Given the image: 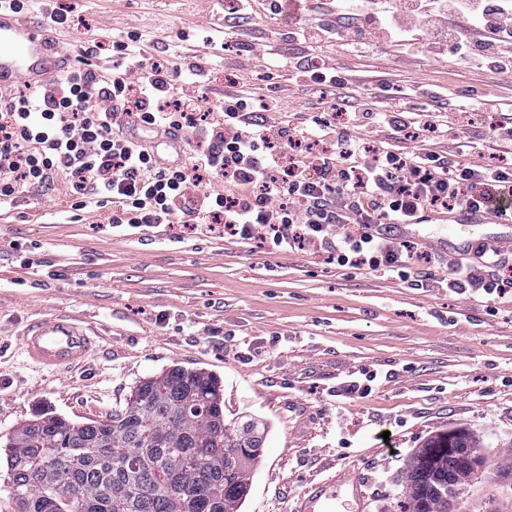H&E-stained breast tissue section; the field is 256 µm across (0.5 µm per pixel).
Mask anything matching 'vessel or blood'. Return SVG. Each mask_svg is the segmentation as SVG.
Returning <instances> with one entry per match:
<instances>
[{"instance_id":"vessel-or-blood-1","label":"vessel or blood","mask_w":512,"mask_h":512,"mask_svg":"<svg viewBox=\"0 0 512 512\" xmlns=\"http://www.w3.org/2000/svg\"><path fill=\"white\" fill-rule=\"evenodd\" d=\"M55 38L47 26L0 14V92L17 81L39 85L60 73L53 54ZM27 361L58 371L80 366L101 346V334L83 318L43 313L19 335ZM365 482L352 467L309 483L293 499L290 512H369Z\"/></svg>"}]
</instances>
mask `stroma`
Returning a JSON list of instances; mask_svg holds the SVG:
<instances>
[{"mask_svg": "<svg viewBox=\"0 0 512 512\" xmlns=\"http://www.w3.org/2000/svg\"><path fill=\"white\" fill-rule=\"evenodd\" d=\"M318 0H290L289 15ZM68 16L55 36L77 64L83 48L112 73V44L138 35L137 53L169 68L201 64L196 86L210 121L224 94L242 90L255 118L290 131L318 118L327 133L339 119L331 88L305 85L289 55L312 54L371 88L374 106L388 93L432 90L446 136L427 149L464 144V161L512 163V141L494 130L512 125V74L467 72L418 44L414 65L398 48L360 57L335 43L297 47L288 17L251 0L229 19L224 0H57ZM265 45L279 68L265 73L242 48ZM484 97L476 111H448L469 87ZM277 102L276 110L264 106ZM110 208L71 207L64 178L19 194L0 211V443L40 412L75 422L103 419L124 405L135 384L181 366L215 374L226 419L250 416L268 426L239 512H287L325 464L356 467L369 512H402L409 466L425 442L469 432L482 466L450 500L451 512H512V303L449 290L446 264L421 261L414 288L377 273H354L325 256L276 253L254 241L206 229L106 230ZM78 313L108 336L84 366L50 373L32 366L16 334L35 314ZM376 372L373 392L346 399L339 384Z\"/></svg>", "mask_w": 512, "mask_h": 512, "instance_id": "stroma-1", "label": "stroma"}]
</instances>
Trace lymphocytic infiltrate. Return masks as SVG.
<instances>
[{"label": "lymphocytic infiltrate", "mask_w": 512, "mask_h": 512, "mask_svg": "<svg viewBox=\"0 0 512 512\" xmlns=\"http://www.w3.org/2000/svg\"><path fill=\"white\" fill-rule=\"evenodd\" d=\"M298 43L336 42L357 55L387 46L412 64L426 42L465 68L512 73V0H323L317 15L291 17ZM193 78L176 80L159 62L102 78L75 67L61 83L0 94V209L23 189L67 180L75 210L110 206L109 228L203 224L232 240L276 251L327 254L337 266L409 281L423 255L415 243L381 232L384 224H420L428 214L472 209L512 217V167L468 163L456 154L401 151L400 138L435 132L428 110L409 121L398 98L365 114L390 140L329 139L313 128L255 126L247 96L224 99V119L208 121ZM199 134L192 156L160 165L129 125ZM223 189H216V182ZM450 290L512 300V259L485 250L477 264L454 263Z\"/></svg>", "instance_id": "obj_1"}]
</instances>
